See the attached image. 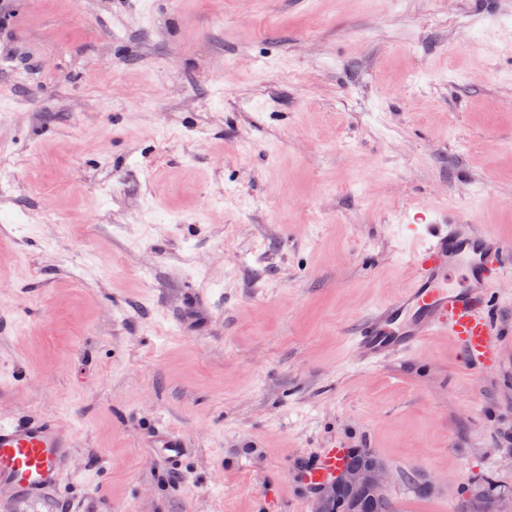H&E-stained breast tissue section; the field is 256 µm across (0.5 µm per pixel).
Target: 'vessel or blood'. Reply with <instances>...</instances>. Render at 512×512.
<instances>
[{"label": "vessel or blood", "instance_id": "vessel-or-blood-1", "mask_svg": "<svg viewBox=\"0 0 512 512\" xmlns=\"http://www.w3.org/2000/svg\"><path fill=\"white\" fill-rule=\"evenodd\" d=\"M424 230L426 240L410 254V287L360 318L352 334L356 348L377 364L443 333L474 365L497 367L502 339L492 325L489 287L505 270L502 244L462 220L435 221ZM457 270L467 285L452 282ZM73 446L71 430L57 418H1L0 495L40 499L69 473ZM348 455L345 448L322 449L305 469V480L317 484L341 471Z\"/></svg>", "mask_w": 512, "mask_h": 512}]
</instances>
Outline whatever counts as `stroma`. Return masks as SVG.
Listing matches in <instances>:
<instances>
[{
  "instance_id": "35a3bbf8",
  "label": "stroma",
  "mask_w": 512,
  "mask_h": 512,
  "mask_svg": "<svg viewBox=\"0 0 512 512\" xmlns=\"http://www.w3.org/2000/svg\"><path fill=\"white\" fill-rule=\"evenodd\" d=\"M12 9L0 417L75 442L38 512H310L300 464L334 443L385 463L395 512L512 494V0ZM419 212L506 249L494 369L444 335L354 348L409 283Z\"/></svg>"
}]
</instances>
